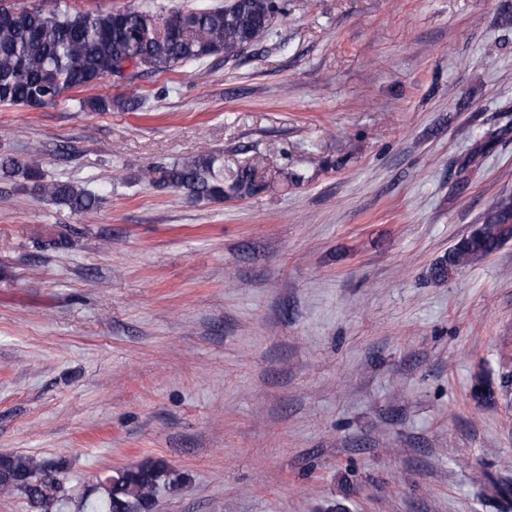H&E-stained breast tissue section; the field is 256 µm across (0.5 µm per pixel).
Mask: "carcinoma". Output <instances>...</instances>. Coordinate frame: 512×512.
<instances>
[{"instance_id":"1","label":"carcinoma","mask_w":512,"mask_h":512,"mask_svg":"<svg viewBox=\"0 0 512 512\" xmlns=\"http://www.w3.org/2000/svg\"><path fill=\"white\" fill-rule=\"evenodd\" d=\"M278 0H229L216 8H195L180 18L177 9L142 6L131 13L121 9L71 12L67 0L52 7H28L18 0H0V104L40 108L56 103L68 91L86 88L125 67L150 72L173 71L188 62L222 56L228 60L253 46L268 30ZM87 112H136L137 96L121 99L90 97L79 101ZM211 154L168 166L149 167L143 180L160 189L171 188L191 200H223L259 192L263 184L250 169L225 177L215 173ZM0 174L23 180L31 195L64 205L75 213L96 209L100 198L61 179H48L40 149L27 158H0ZM512 238V195L500 196L482 224L461 238L430 270L437 281L481 259ZM63 463L53 459L12 454L0 461V494H21L31 512H65L59 473ZM498 507L512 508V479L487 476ZM180 477L161 459H147L115 469L101 483L100 494L82 497L79 512H154L162 490L175 487Z\"/></svg>"}]
</instances>
